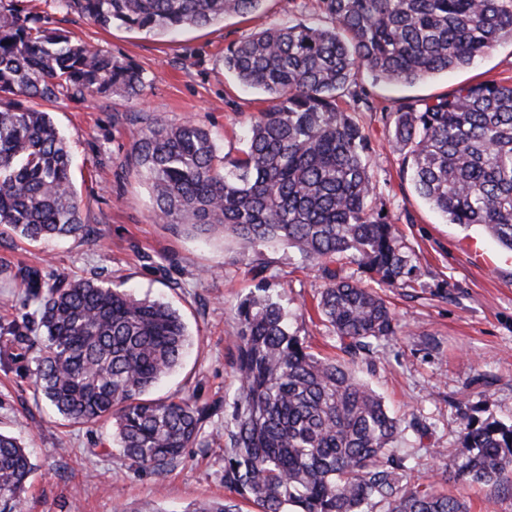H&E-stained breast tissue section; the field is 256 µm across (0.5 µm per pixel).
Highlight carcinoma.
Instances as JSON below:
<instances>
[{
  "label": "carcinoma",
  "instance_id": "1",
  "mask_svg": "<svg viewBox=\"0 0 512 512\" xmlns=\"http://www.w3.org/2000/svg\"><path fill=\"white\" fill-rule=\"evenodd\" d=\"M93 24L166 34L251 16L263 0H60ZM331 28L302 20L228 46L224 67L265 95L245 147L219 164L210 132L194 122L149 118L134 159L154 217L196 236L221 233L246 260L257 247L297 252L325 278L317 310L336 333L343 360L321 358L290 331L288 314L263 285L237 308L238 391L224 419V484L259 512H469L440 489L485 484L512 471V424L459 417L462 451L428 484L395 454L406 430L351 365L397 334L394 314L368 286L404 284L413 265L394 225L371 205L376 190L367 139L337 97L370 107L354 88L373 80L413 84L473 65L512 42V0H318ZM139 68L72 41L63 29L0 0V226L29 242L85 236L64 137L49 113L21 101L61 96H134ZM393 143L417 193L448 223L479 225L512 250V82L459 86L450 96L390 114ZM348 256L365 278L327 262ZM19 287L37 299L40 334L9 327L25 356L38 341L35 386L71 424L108 420L120 454L162 473L187 448H204L210 407L150 390L180 364L190 342L177 310L93 278L48 286L37 272ZM34 470L16 437L0 432V512H21ZM185 512H240L205 500Z\"/></svg>",
  "mask_w": 512,
  "mask_h": 512
}]
</instances>
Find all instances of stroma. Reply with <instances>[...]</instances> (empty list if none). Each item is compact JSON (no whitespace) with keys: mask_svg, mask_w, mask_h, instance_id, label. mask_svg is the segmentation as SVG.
Segmentation results:
<instances>
[{"mask_svg":"<svg viewBox=\"0 0 512 512\" xmlns=\"http://www.w3.org/2000/svg\"><path fill=\"white\" fill-rule=\"evenodd\" d=\"M28 6L47 27L133 62L145 85L134 98L63 96L47 104L70 147L75 189L92 233L31 243L0 231V328L38 321L37 301L13 280L21 268L36 269L49 284L96 278L163 300L179 312L193 343L154 395L192 394L214 412L204 427L206 447L186 449L163 474L137 470L113 447L110 427L71 425L53 415L34 383L38 350L11 360L3 353L9 338L0 335V431L24 443L35 465L23 512H138L145 505L184 512L197 500L228 498L224 411L238 387L236 308L258 284V271H265L292 331L313 352L335 357L333 330L313 309L323 281L294 252L265 248L243 263L222 237L204 240L154 220L148 184L133 160L140 125L132 116H158L172 125L196 121L211 132L218 154L238 156L263 95L225 70V48L297 17L323 28L331 21L317 0H264L252 17L153 35L101 29L58 0H29ZM511 80L510 41L469 69L413 84L376 83L364 70L356 75L373 103L354 113L377 179L372 204L386 211L414 269L404 287L382 291L396 315L397 336L353 371L395 416L426 422L424 435L409 431L397 442L426 480L461 450L455 404L461 395L480 418L512 423V251L479 226L446 223L417 194L403 153L393 147L388 115L465 83ZM446 490L464 497L470 512H512L510 473L495 484L452 480Z\"/></svg>","mask_w":512,"mask_h":512,"instance_id":"obj_1","label":"stroma"}]
</instances>
